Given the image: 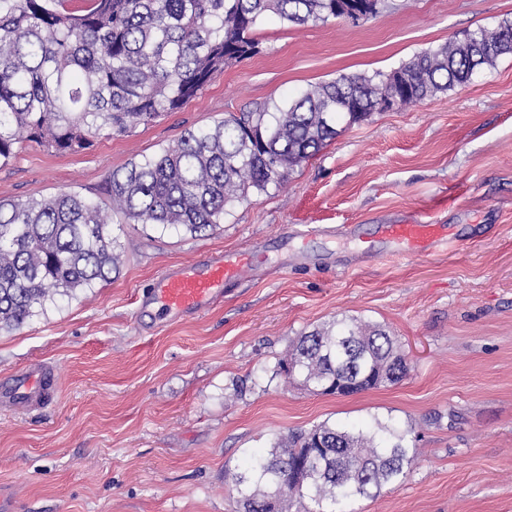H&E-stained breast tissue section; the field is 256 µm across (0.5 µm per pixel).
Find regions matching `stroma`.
Listing matches in <instances>:
<instances>
[{
  "mask_svg": "<svg viewBox=\"0 0 512 512\" xmlns=\"http://www.w3.org/2000/svg\"><path fill=\"white\" fill-rule=\"evenodd\" d=\"M512 20V0H390L369 21L303 26L267 15L258 51L227 64L175 112L79 153L25 140L0 167V199L72 191L103 208L108 175L229 114L287 105L342 74L390 73L413 56ZM451 224L461 246L361 254L350 225ZM114 281L0 332V385L50 366L38 409L0 394V512H234L225 466L328 422L412 426L400 484L354 512H512V56L470 84L376 112L286 181L189 235L112 218ZM246 248L259 262L209 311L160 321L139 292L164 267ZM342 316L383 326L410 371L349 396L287 383L298 338Z\"/></svg>",
  "mask_w": 512,
  "mask_h": 512,
  "instance_id": "obj_1",
  "label": "stroma"
}]
</instances>
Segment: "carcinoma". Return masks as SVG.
<instances>
[{
  "label": "carcinoma",
  "instance_id": "obj_1",
  "mask_svg": "<svg viewBox=\"0 0 512 512\" xmlns=\"http://www.w3.org/2000/svg\"><path fill=\"white\" fill-rule=\"evenodd\" d=\"M332 0H0V166L21 141L59 153L86 149L107 132L128 134L175 112L224 66L257 52V21H325ZM512 54V21L478 28L401 67L405 89L345 75L320 83L277 112L230 114L189 129L161 153L112 171V213L192 235L219 224L252 191L281 185L295 167L365 120L396 92L408 105L471 80ZM110 213V214H112ZM75 192L0 199V330H13L111 280L120 254L112 218ZM296 364L288 373V361ZM281 372L323 394L351 395L400 382L409 365L379 325L344 316L300 337ZM411 428L374 421L357 430L324 422L278 437L233 474L236 512H288L308 499L341 506L404 481L415 459Z\"/></svg>",
  "mask_w": 512,
  "mask_h": 512
}]
</instances>
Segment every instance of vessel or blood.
I'll return each mask as SVG.
<instances>
[{
	"instance_id": "b4317fda",
	"label": "vessel or blood",
	"mask_w": 512,
	"mask_h": 512,
	"mask_svg": "<svg viewBox=\"0 0 512 512\" xmlns=\"http://www.w3.org/2000/svg\"><path fill=\"white\" fill-rule=\"evenodd\" d=\"M379 233L392 247L393 254L425 256L432 249L453 242L447 225L420 220L383 224ZM255 269L251 251H220L206 265L188 262L166 269L148 291L149 304L161 314L202 313L220 302L228 288L248 277ZM53 380L49 369L30 371L15 386L16 397L34 406H43L52 396Z\"/></svg>"
}]
</instances>
